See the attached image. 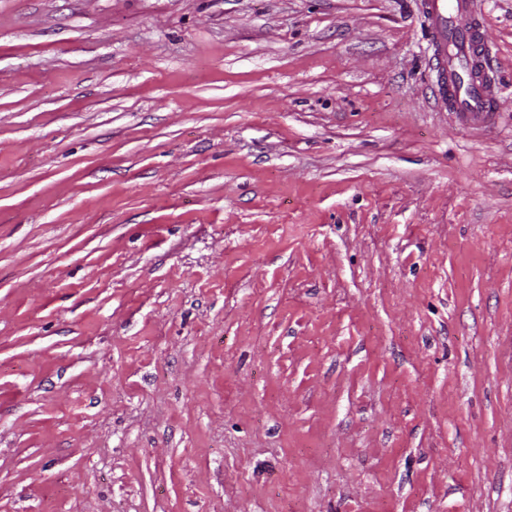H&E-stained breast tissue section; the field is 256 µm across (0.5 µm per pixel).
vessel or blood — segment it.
Masks as SVG:
<instances>
[{
    "instance_id": "vessel-or-blood-1",
    "label": "vessel or blood",
    "mask_w": 512,
    "mask_h": 512,
    "mask_svg": "<svg viewBox=\"0 0 512 512\" xmlns=\"http://www.w3.org/2000/svg\"><path fill=\"white\" fill-rule=\"evenodd\" d=\"M435 48V102L467 122H486L497 109L498 83L486 81L480 19L468 0H423Z\"/></svg>"
}]
</instances>
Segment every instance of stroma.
Returning <instances> with one entry per match:
<instances>
[{
	"label": "stroma",
	"mask_w": 512,
	"mask_h": 512,
	"mask_svg": "<svg viewBox=\"0 0 512 512\" xmlns=\"http://www.w3.org/2000/svg\"><path fill=\"white\" fill-rule=\"evenodd\" d=\"M498 110L419 0H0V512H512ZM469 0H423L435 48V103L470 123H485L497 112L500 87L481 76L487 49L481 20Z\"/></svg>",
	"instance_id": "35a3bbf8"
}]
</instances>
